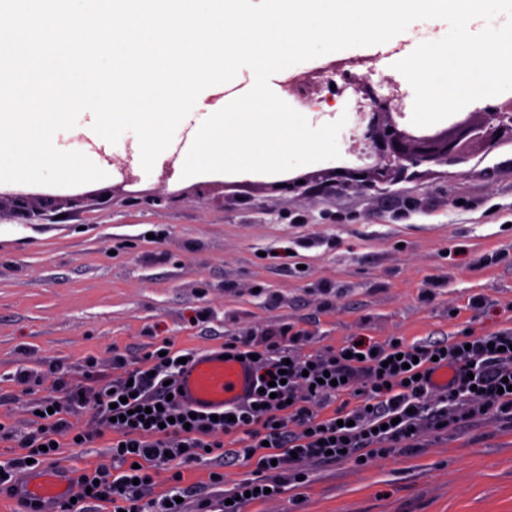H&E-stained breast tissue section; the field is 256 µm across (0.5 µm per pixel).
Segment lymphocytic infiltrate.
<instances>
[{
	"instance_id": "f902f5d3",
	"label": "lymphocytic infiltrate",
	"mask_w": 512,
	"mask_h": 512,
	"mask_svg": "<svg viewBox=\"0 0 512 512\" xmlns=\"http://www.w3.org/2000/svg\"><path fill=\"white\" fill-rule=\"evenodd\" d=\"M300 335L286 332L237 336L223 343L231 357H252L255 389L246 401L218 417L192 413L176 396L182 359L193 351L162 341L134 368L124 369L96 398L94 425L77 428L69 421L72 408L84 399L66 375L55 377L67 403L39 404L41 422L17 436L0 426V441H16L20 453L0 466V488L13 487L15 472L29 464H56L68 447H83L109 436L111 461L85 468L69 479L68 495L57 512H91L93 504L109 512H184L179 498L185 490L183 469L212 453L254 463V478L235 483L226 498L210 504V512H242L246 495L265 492L276 500L303 467L329 464L343 456L372 460L387 450L408 445L423 425L441 424L449 409L474 417L490 412L512 420V328L482 336H451L439 342L405 340L346 341L323 355L286 354ZM447 369V385L433 374ZM284 372L285 384L269 385L267 376ZM330 382H323V375ZM150 408L151 422L140 411ZM238 436L239 448L226 447ZM166 466L173 485L164 499L152 498L154 472Z\"/></svg>"
}]
</instances>
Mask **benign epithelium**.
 I'll use <instances>...</instances> for the list:
<instances>
[{
    "label": "benign epithelium",
    "mask_w": 512,
    "mask_h": 512,
    "mask_svg": "<svg viewBox=\"0 0 512 512\" xmlns=\"http://www.w3.org/2000/svg\"><path fill=\"white\" fill-rule=\"evenodd\" d=\"M358 90L371 100L370 111L362 113L361 141L367 146L370 156L375 158V164L365 170L346 171V176L365 175L385 181L393 168L402 166L404 162L412 165L462 162L476 141L493 147L500 139V132L512 138V99L504 102L497 111L484 113L478 123L468 118L459 119L440 136H415L399 130L393 121L392 112L399 107L396 97L378 98L367 85L358 87ZM10 199L14 209L29 220L38 216L33 209L35 200L54 201L51 196L37 198L26 193L13 194Z\"/></svg>",
    "instance_id": "7a95c632"
}]
</instances>
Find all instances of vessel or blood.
Instances as JSON below:
<instances>
[{"instance_id":"vessel-or-blood-1","label":"vessel or blood","mask_w":512,"mask_h":512,"mask_svg":"<svg viewBox=\"0 0 512 512\" xmlns=\"http://www.w3.org/2000/svg\"><path fill=\"white\" fill-rule=\"evenodd\" d=\"M251 366L244 361L224 358L221 348H208L197 353L179 378L182 400L203 412H220L242 402L252 385ZM67 490L65 479L53 472H43L35 479L19 485L22 496L36 500L42 512H53L55 504Z\"/></svg>"}]
</instances>
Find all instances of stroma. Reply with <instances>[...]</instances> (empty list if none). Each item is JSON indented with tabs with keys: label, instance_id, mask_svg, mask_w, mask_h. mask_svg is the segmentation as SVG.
Segmentation results:
<instances>
[{
	"label": "stroma",
	"instance_id": "stroma-1",
	"mask_svg": "<svg viewBox=\"0 0 512 512\" xmlns=\"http://www.w3.org/2000/svg\"><path fill=\"white\" fill-rule=\"evenodd\" d=\"M447 32L441 19L415 22L386 43L271 77L311 126L347 116L339 159L287 175L185 178L189 126L152 172L129 141L113 153L109 178L53 188L57 203L41 219L0 211V423L30 432L43 397L64 399L50 369L97 390L118 374L114 355L132 366L165 339L198 351L285 330L304 333L299 352L311 355L352 338L435 342L512 328V139L459 164L394 171L373 187L337 175L367 163L354 84L398 91L394 121L412 130L414 92L394 64ZM291 75L305 102L287 90ZM289 176L301 181L291 191L281 187ZM286 246L294 256L284 260ZM22 368L42 385L17 382ZM213 471L223 487L210 486ZM253 475L243 461L203 457L184 472L186 512ZM243 512H512V423L491 412L424 430L412 447L362 466H309L303 484Z\"/></svg>",
	"mask_w": 512,
	"mask_h": 512
}]
</instances>
